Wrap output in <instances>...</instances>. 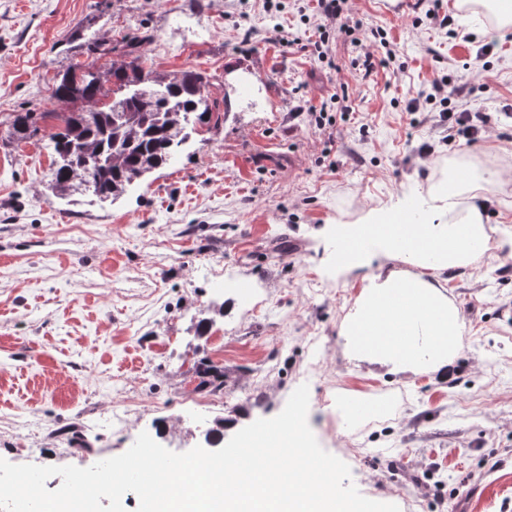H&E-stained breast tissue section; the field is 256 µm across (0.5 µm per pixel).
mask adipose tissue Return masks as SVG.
<instances>
[{
    "label": "adipose tissue",
    "mask_w": 512,
    "mask_h": 512,
    "mask_svg": "<svg viewBox=\"0 0 512 512\" xmlns=\"http://www.w3.org/2000/svg\"><path fill=\"white\" fill-rule=\"evenodd\" d=\"M434 199L447 211V223L425 222L404 236L395 224L398 208L381 207L351 231L336 273L365 271L366 285L340 326L349 356L413 376H447L464 327L443 289L444 272L485 257H512V227L487 232L482 198L468 178L453 180Z\"/></svg>",
    "instance_id": "obj_1"
}]
</instances>
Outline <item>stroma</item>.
<instances>
[{"label":"stroma","mask_w":512,"mask_h":512,"mask_svg":"<svg viewBox=\"0 0 512 512\" xmlns=\"http://www.w3.org/2000/svg\"><path fill=\"white\" fill-rule=\"evenodd\" d=\"M283 2L0 0V458L86 468L144 431L176 453L217 450L305 384L316 439L366 498L400 512H512V259L449 271L465 336L444 380L346 357L339 326L364 283L334 274L338 226L391 204L447 222L429 191L449 164L485 171L512 153L499 116L512 105V26L477 0H423L452 15L449 30L348 0L404 64L365 76L342 41L327 62L283 47L279 30L313 39L321 23L313 0ZM478 37L498 46L489 69L469 70ZM95 40L134 44L161 73L206 72L224 114L114 203L48 197L47 138L13 142L7 123L65 111L53 85ZM452 69L491 118L484 140L453 151L434 113L406 109ZM342 86L347 109L317 128L301 105ZM203 360L223 373L220 392L200 388ZM357 400L378 413L338 434ZM75 423L92 454L72 450Z\"/></svg>","instance_id":"1"}]
</instances>
